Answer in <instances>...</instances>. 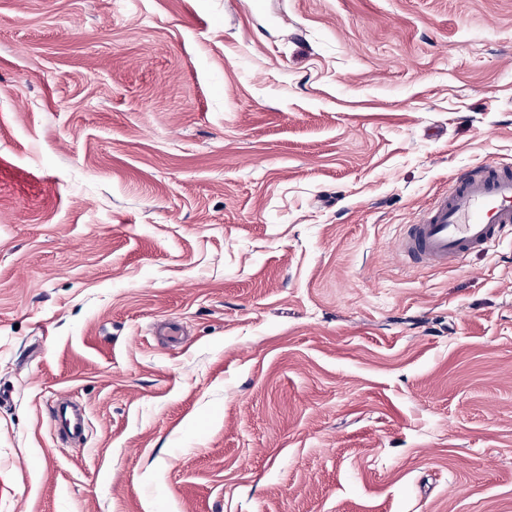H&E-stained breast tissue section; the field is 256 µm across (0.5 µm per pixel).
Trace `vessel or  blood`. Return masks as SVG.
Listing matches in <instances>:
<instances>
[{
  "instance_id": "vessel-or-blood-1",
  "label": "vessel or blood",
  "mask_w": 512,
  "mask_h": 512,
  "mask_svg": "<svg viewBox=\"0 0 512 512\" xmlns=\"http://www.w3.org/2000/svg\"><path fill=\"white\" fill-rule=\"evenodd\" d=\"M512 232V168L489 161L458 173L407 225L396 250L409 264H459Z\"/></svg>"
}]
</instances>
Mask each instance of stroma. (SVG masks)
Here are the masks:
<instances>
[{
    "label": "stroma",
    "instance_id": "1",
    "mask_svg": "<svg viewBox=\"0 0 512 512\" xmlns=\"http://www.w3.org/2000/svg\"><path fill=\"white\" fill-rule=\"evenodd\" d=\"M490 160L512 0H0V512H512ZM512 232V168L496 161L458 173L448 191L420 210L396 242L409 264L457 265Z\"/></svg>",
    "mask_w": 512,
    "mask_h": 512
}]
</instances>
